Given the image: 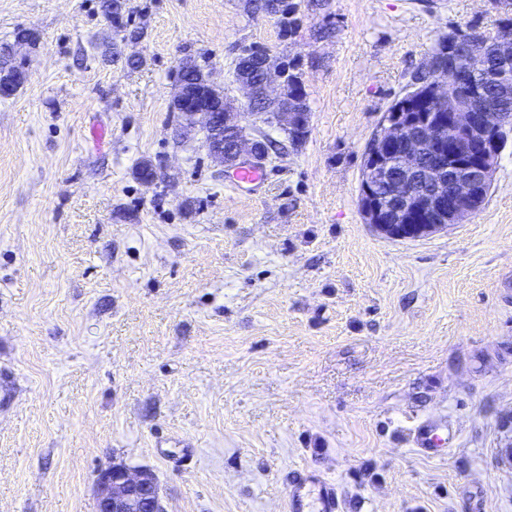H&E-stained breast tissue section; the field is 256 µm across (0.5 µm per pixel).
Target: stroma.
<instances>
[{"instance_id":"35a3bbf8","label":"stroma","mask_w":512,"mask_h":512,"mask_svg":"<svg viewBox=\"0 0 512 512\" xmlns=\"http://www.w3.org/2000/svg\"><path fill=\"white\" fill-rule=\"evenodd\" d=\"M126 3L137 69L103 60L102 0H0V46L40 34L0 98V512H95L115 463L151 470L167 512H283L305 467L343 512H512V141L448 230L388 240L359 208L412 72L498 12L300 0L288 36L247 0ZM256 46L301 58L310 132L238 189L170 106L186 58L242 101ZM424 420L456 434L447 458L408 443Z\"/></svg>"}]
</instances>
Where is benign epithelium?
I'll return each instance as SVG.
<instances>
[{
  "mask_svg": "<svg viewBox=\"0 0 512 512\" xmlns=\"http://www.w3.org/2000/svg\"><path fill=\"white\" fill-rule=\"evenodd\" d=\"M243 55L258 63L262 78L257 85L240 81L246 98L244 108H250L259 96L286 106L300 94L299 87L286 79L282 61L266 51L245 50ZM484 66L482 54L468 57L465 72L451 58L446 63L430 59L428 70L446 86L443 91L434 83L433 92L448 112L411 125L385 120L372 136L363 160L359 206L366 223L383 237L423 238L460 224L477 212V187L493 178L497 168L499 148L493 132L506 125L507 116L494 103L479 105L473 97L450 99L448 91L464 83L466 74L475 75ZM200 97L201 92L185 81L179 82L172 108L183 113L180 134L242 126L245 113L222 100L223 114L217 116L200 102ZM307 119V112L287 109L278 113L283 128H293ZM450 129L464 134L471 158L452 164L440 159L438 149L446 142ZM205 138L210 157L226 173L258 158V138L244 132L225 149L218 147L210 135ZM96 486L97 512H166L158 481L150 470L114 464L98 471Z\"/></svg>",
  "mask_w": 512,
  "mask_h": 512,
  "instance_id": "benign-epithelium-1",
  "label": "benign epithelium"
}]
</instances>
